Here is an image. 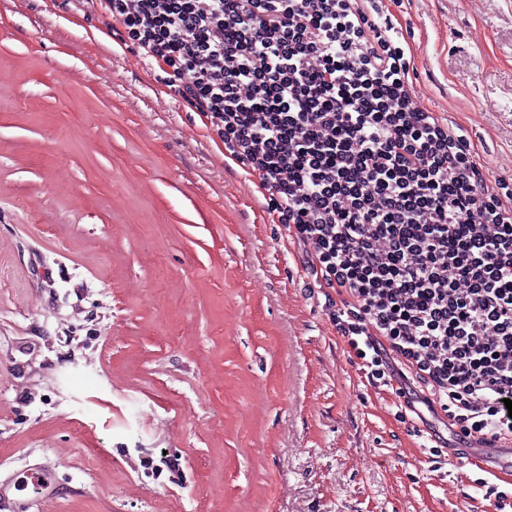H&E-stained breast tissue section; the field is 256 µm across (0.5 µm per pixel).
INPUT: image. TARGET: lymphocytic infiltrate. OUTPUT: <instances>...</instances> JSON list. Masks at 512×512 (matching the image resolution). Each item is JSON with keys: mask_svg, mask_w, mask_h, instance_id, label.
Returning a JSON list of instances; mask_svg holds the SVG:
<instances>
[{"mask_svg": "<svg viewBox=\"0 0 512 512\" xmlns=\"http://www.w3.org/2000/svg\"><path fill=\"white\" fill-rule=\"evenodd\" d=\"M128 51L259 179L369 384L512 436V183L413 100L386 0H108Z\"/></svg>", "mask_w": 512, "mask_h": 512, "instance_id": "1", "label": "lymphocytic infiltrate"}]
</instances>
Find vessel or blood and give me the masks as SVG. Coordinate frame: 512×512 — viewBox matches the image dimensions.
Wrapping results in <instances>:
<instances>
[{
	"label": "vessel or blood",
	"mask_w": 512,
	"mask_h": 512,
	"mask_svg": "<svg viewBox=\"0 0 512 512\" xmlns=\"http://www.w3.org/2000/svg\"><path fill=\"white\" fill-rule=\"evenodd\" d=\"M452 457L468 460L470 464L496 477L511 476L512 438L494 442L489 452L481 448H458ZM25 485L32 487L34 494L23 499L19 492ZM81 493L82 489L78 486L70 487L68 492H61L55 472L39 463H28L19 470L0 476V508H7L8 512H39L43 502L60 500L65 494L75 497Z\"/></svg>",
	"instance_id": "1"
}]
</instances>
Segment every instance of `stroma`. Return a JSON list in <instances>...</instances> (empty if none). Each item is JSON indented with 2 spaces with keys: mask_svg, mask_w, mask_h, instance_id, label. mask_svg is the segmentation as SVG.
<instances>
[{
  "mask_svg": "<svg viewBox=\"0 0 512 512\" xmlns=\"http://www.w3.org/2000/svg\"><path fill=\"white\" fill-rule=\"evenodd\" d=\"M105 4H0V471L82 487L52 512H484L481 471L368 383L258 179ZM390 10L415 101L512 180V0Z\"/></svg>",
  "mask_w": 512,
  "mask_h": 512,
  "instance_id": "obj_1",
  "label": "stroma"
}]
</instances>
